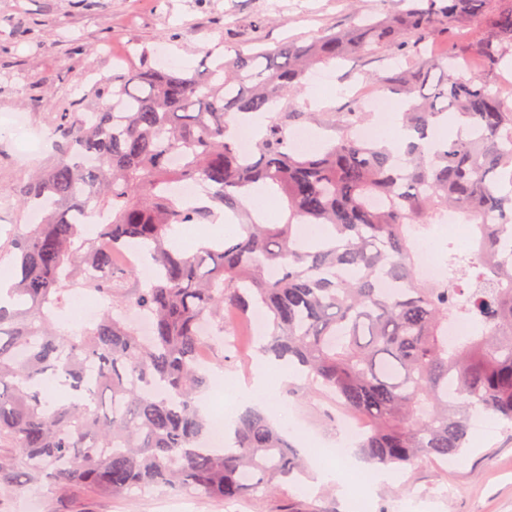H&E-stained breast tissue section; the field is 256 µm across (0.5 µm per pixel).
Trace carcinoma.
Returning a JSON list of instances; mask_svg holds the SVG:
<instances>
[{
    "label": "carcinoma",
    "instance_id": "carcinoma-1",
    "mask_svg": "<svg viewBox=\"0 0 512 512\" xmlns=\"http://www.w3.org/2000/svg\"><path fill=\"white\" fill-rule=\"evenodd\" d=\"M391 2L302 44L256 39L232 56L217 44L192 73L145 65L103 89L110 108L61 114L64 152L18 194L42 221L17 225L0 290V478L60 497L151 488L228 503L303 474L258 410L240 415L231 446L206 447L212 422L197 394L235 346L230 314L256 308L263 352L365 418L359 447L376 466L462 453L475 414L512 424V108L492 80L512 54V0ZM461 19L488 35L429 58V43ZM383 48L414 61L385 84L412 96L402 122L416 140L396 154L354 136L369 113L327 112L337 136L295 149L292 132L318 116L297 103L313 70ZM255 113L265 124L245 156L230 120ZM449 120L455 136L429 144ZM183 184L209 204L177 198ZM260 190L287 206L285 223L245 205ZM450 210L483 224L482 252L447 244L448 279L429 284L406 230ZM221 215L241 232L192 253L176 246L178 226ZM305 224L322 235L304 236ZM123 246L147 250L148 287L117 266ZM72 289L101 313L66 318ZM132 311L150 319L148 337ZM456 319L477 335L448 343Z\"/></svg>",
    "mask_w": 512,
    "mask_h": 512
}]
</instances>
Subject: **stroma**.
Listing matches in <instances>:
<instances>
[{"label":"stroma","mask_w":512,"mask_h":512,"mask_svg":"<svg viewBox=\"0 0 512 512\" xmlns=\"http://www.w3.org/2000/svg\"><path fill=\"white\" fill-rule=\"evenodd\" d=\"M348 0H0V115L22 111L25 127L0 125V243L14 224L28 221L15 207L16 191L30 175L57 159L53 148L24 149L27 140L51 131L60 113L100 105L99 91L112 76L140 65L141 49L152 64L167 68H201L205 48L224 43L235 49L262 33L269 45L287 39L305 41L315 33L345 26ZM262 30H254V23ZM109 46L111 56L99 49ZM407 58L387 53L354 56L340 65L319 66L313 77L317 94L303 93L306 112H345L360 86L380 91L379 111L369 124L381 125L402 95L382 87L380 78L393 67H409ZM257 357L239 354L214 370L209 388L199 397L208 418L223 416L215 399L230 400L232 386L250 381ZM238 409L261 408L285 434L307 464L305 475L275 493L233 503L234 512H354L364 499L367 512H512V425L494 418L473 426L469 445L456 459L423 460L395 469L392 482L361 483L373 465L358 448H345V421L335 400L308 388L292 375L269 402L240 398ZM343 456H336L337 448ZM336 472L323 481L324 469ZM161 490L129 497L60 498L44 491L0 485V512H158Z\"/></svg>","instance_id":"obj_1"}]
</instances>
